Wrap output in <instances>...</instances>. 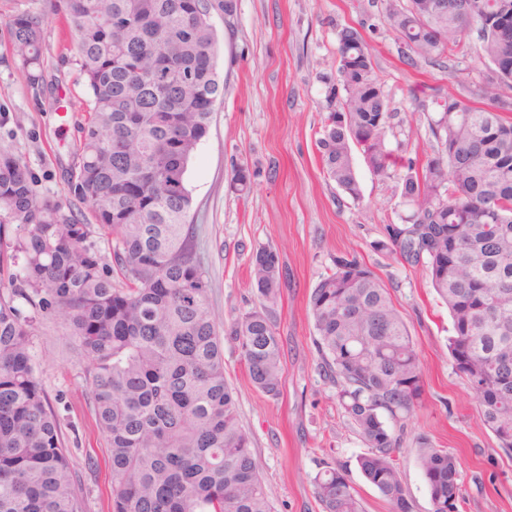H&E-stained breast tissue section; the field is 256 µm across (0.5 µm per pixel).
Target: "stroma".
<instances>
[{"instance_id":"1","label":"stroma","mask_w":512,"mask_h":512,"mask_svg":"<svg viewBox=\"0 0 512 512\" xmlns=\"http://www.w3.org/2000/svg\"><path fill=\"white\" fill-rule=\"evenodd\" d=\"M217 37V73L224 84L207 135L185 174L197 251L209 282L218 323L259 305L249 259L273 249L285 274L277 325L284 345L281 394L270 399L249 380L236 343L224 339V371L238 398L274 512H321L312 478L323 461L343 465L366 512L388 505L357 467L365 445L336 405L313 346L307 298L334 266L354 255L378 274L409 322L425 379L420 406L408 421L399 467L413 512H431L428 487L414 448L429 437L459 461L461 512H512V455L498 449L483 426L478 404L448 354L452 330L447 308L421 268L376 252L383 225L406 213L400 198L407 159L422 157L432 142L429 118L437 97L471 101L486 73L476 35L466 55L405 65L386 9L387 0H236L225 15L222 0H209ZM45 16L47 62L41 95H33L17 66L8 27L16 14ZM357 29L372 49L394 125L388 134L397 164L374 176L361 153L353 162L363 198L355 202L332 181L317 140L336 107L338 34ZM89 91L70 50L65 20L51 0H0V151L24 162L40 197L51 196L80 214L86 207L67 192L76 162L78 130L86 121ZM248 167L251 185L238 191L235 168ZM36 375L60 421L61 437L87 492L86 512H110L112 473L106 439L89 404L84 364L67 321L51 313L33 338Z\"/></svg>"}]
</instances>
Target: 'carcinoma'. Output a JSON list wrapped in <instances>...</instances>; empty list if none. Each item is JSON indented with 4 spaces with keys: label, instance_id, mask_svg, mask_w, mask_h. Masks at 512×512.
Masks as SVG:
<instances>
[{
    "label": "carcinoma",
    "instance_id": "1",
    "mask_svg": "<svg viewBox=\"0 0 512 512\" xmlns=\"http://www.w3.org/2000/svg\"><path fill=\"white\" fill-rule=\"evenodd\" d=\"M405 0L389 18L402 61L466 53L476 26L481 58L497 81L473 107L436 99L424 159L407 162L400 197L409 207L372 248L422 266L448 309V354L475 393L483 425L512 454V119L494 106L512 86V37L494 18L512 0ZM74 39L90 94L70 195L89 218L53 197L38 199L26 166L0 152V512H85L60 424L36 376L32 336L41 312L65 317L112 469L111 512H274L235 392L220 335L235 341L254 387L275 399L283 344L274 319L283 271L272 249L250 257L259 307L219 333L199 261L185 173L206 136L224 85L207 0H54ZM44 17L9 21L16 54L36 91L45 83ZM336 109L318 139L338 188L362 199L352 148L377 177L394 164L382 79L352 27L338 36ZM22 229L3 249L10 225ZM112 236L108 275L95 229ZM22 299L31 306L23 314ZM313 344L343 417L367 447L357 459L391 512H413L397 453L421 403L420 357L389 289L364 262L339 257L309 294ZM419 467L432 512H459V462L426 437ZM322 512H364L340 464L313 478Z\"/></svg>",
    "mask_w": 512,
    "mask_h": 512
}]
</instances>
